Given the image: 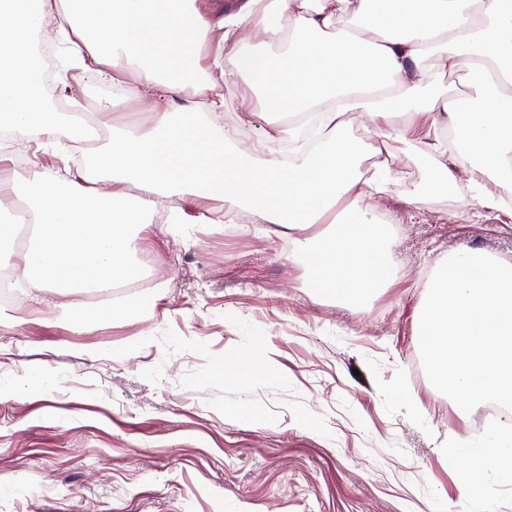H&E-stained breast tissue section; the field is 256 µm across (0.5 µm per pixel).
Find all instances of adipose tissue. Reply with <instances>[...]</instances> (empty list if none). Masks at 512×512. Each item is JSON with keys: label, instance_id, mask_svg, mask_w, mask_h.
<instances>
[{"label": "adipose tissue", "instance_id": "obj_1", "mask_svg": "<svg viewBox=\"0 0 512 512\" xmlns=\"http://www.w3.org/2000/svg\"><path fill=\"white\" fill-rule=\"evenodd\" d=\"M45 32L76 67L125 96L150 97L154 111L136 126L113 125L82 170L25 177L38 229L18 261L36 294L137 280L140 233L157 203L176 197L224 201L201 212L203 222H224L230 205L301 231L298 254L315 287L359 305L393 268L384 219L368 204L397 176L385 140L431 158L429 192L500 209L487 182L512 186V0H241L225 12L214 0H0V131L57 143L85 120L75 101L52 111L33 79L34 41ZM428 50L442 71L491 62L474 100L436 86ZM214 68L219 78L209 77ZM125 70L136 82L122 80ZM223 83L239 91L235 127L219 124ZM257 103L270 117L268 141L292 143V160L240 147ZM355 114L368 118L364 136L352 132ZM145 309L78 306L69 323L89 333L116 318L134 325ZM490 466L512 484L511 439L492 436L460 458L466 498L482 500L478 476Z\"/></svg>", "mask_w": 512, "mask_h": 512}]
</instances>
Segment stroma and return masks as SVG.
Segmentation results:
<instances>
[{"label":"stroma","instance_id":"1","mask_svg":"<svg viewBox=\"0 0 512 512\" xmlns=\"http://www.w3.org/2000/svg\"><path fill=\"white\" fill-rule=\"evenodd\" d=\"M108 92L59 63L49 99L95 108ZM386 147L401 178L372 205L391 219L393 283L363 306L315 292L295 233L242 213L149 225V287L0 304V381L35 366L55 381L0 398V512H479L445 450L485 436L427 379L414 316L449 252L512 262V213L421 192L430 159ZM133 297L154 303L138 324L66 322ZM245 347L273 378L226 379Z\"/></svg>","mask_w":512,"mask_h":512}]
</instances>
